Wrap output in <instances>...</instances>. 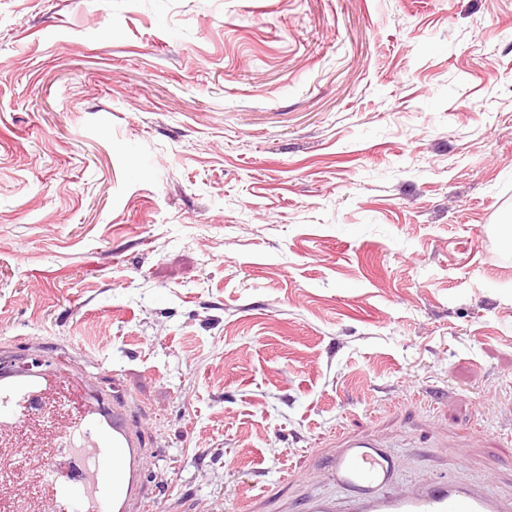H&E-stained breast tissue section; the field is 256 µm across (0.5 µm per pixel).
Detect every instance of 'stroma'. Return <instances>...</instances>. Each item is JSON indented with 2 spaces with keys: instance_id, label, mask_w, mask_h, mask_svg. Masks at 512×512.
<instances>
[{
  "instance_id": "35a3bbf8",
  "label": "stroma",
  "mask_w": 512,
  "mask_h": 512,
  "mask_svg": "<svg viewBox=\"0 0 512 512\" xmlns=\"http://www.w3.org/2000/svg\"><path fill=\"white\" fill-rule=\"evenodd\" d=\"M512 0H0V358L95 374L148 512L512 502ZM328 458V473L341 490L354 498L362 512H507L501 502L477 491L450 483L429 485L402 495L380 493L387 488L398 467L394 455L375 436H343Z\"/></svg>"
}]
</instances>
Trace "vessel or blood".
I'll return each mask as SVG.
<instances>
[{
    "label": "vessel or blood",
    "instance_id": "b4317fda",
    "mask_svg": "<svg viewBox=\"0 0 512 512\" xmlns=\"http://www.w3.org/2000/svg\"><path fill=\"white\" fill-rule=\"evenodd\" d=\"M56 381L38 379L0 385V446L23 424H36L50 412ZM146 440L124 402L87 405L82 418L54 430L38 467L44 490L38 512H144L137 493ZM398 467L394 455L373 435L341 437L328 458L333 482L354 500L357 512H507L501 502L450 483L402 495L388 487Z\"/></svg>",
    "mask_w": 512,
    "mask_h": 512
}]
</instances>
